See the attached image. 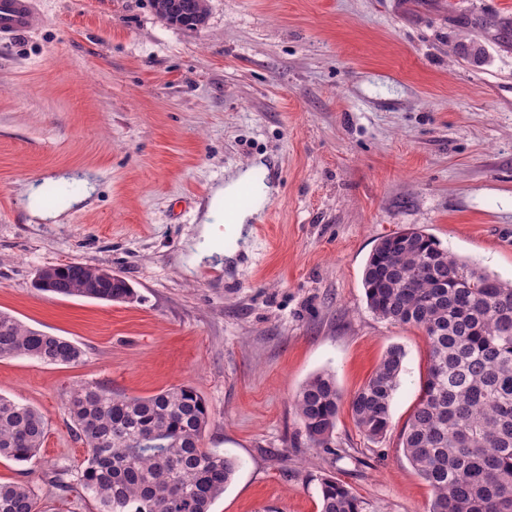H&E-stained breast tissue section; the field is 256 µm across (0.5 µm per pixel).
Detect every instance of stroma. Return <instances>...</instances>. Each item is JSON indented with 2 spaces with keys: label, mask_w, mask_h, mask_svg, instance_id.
<instances>
[{
  "label": "stroma",
  "mask_w": 512,
  "mask_h": 512,
  "mask_svg": "<svg viewBox=\"0 0 512 512\" xmlns=\"http://www.w3.org/2000/svg\"><path fill=\"white\" fill-rule=\"evenodd\" d=\"M241 169L273 192L239 238L204 218ZM412 226L512 280V0H207L194 30L151 0H36L0 39V311L84 356L0 358V395L47 419L0 482L31 485L39 512H98L51 483L86 455L70 392L189 385L211 411L203 447L241 462L212 512H320L325 475L381 512H428L400 446L426 339L375 316L362 285L377 240ZM70 262L135 299L34 288ZM393 345L386 437L344 404L332 453L307 447L301 385L328 369L351 396Z\"/></svg>",
  "instance_id": "obj_1"
}]
</instances>
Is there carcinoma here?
<instances>
[{
    "label": "carcinoma",
    "mask_w": 512,
    "mask_h": 512,
    "mask_svg": "<svg viewBox=\"0 0 512 512\" xmlns=\"http://www.w3.org/2000/svg\"><path fill=\"white\" fill-rule=\"evenodd\" d=\"M167 23L197 29L206 0H152ZM47 292L130 302L122 277L83 264L46 267ZM369 309L416 328L428 360L420 397L400 440L417 474L431 487L429 512H512V282L456 257L431 234L408 228L382 237L363 273ZM69 340L21 325L0 311V358L26 356L76 364ZM404 350L390 347L365 385L349 398L356 427L369 440L391 426ZM344 397L328 371L312 375L294 397L307 445L327 448ZM87 456L79 482L99 512H211L239 462L201 446L209 425L206 401L189 385L148 398L100 385L75 389L66 403ZM46 420L37 409L0 396V458L28 462L42 447ZM321 512H380L335 478L320 481ZM32 487L0 484V512H36Z\"/></svg>",
    "instance_id": "1"
}]
</instances>
